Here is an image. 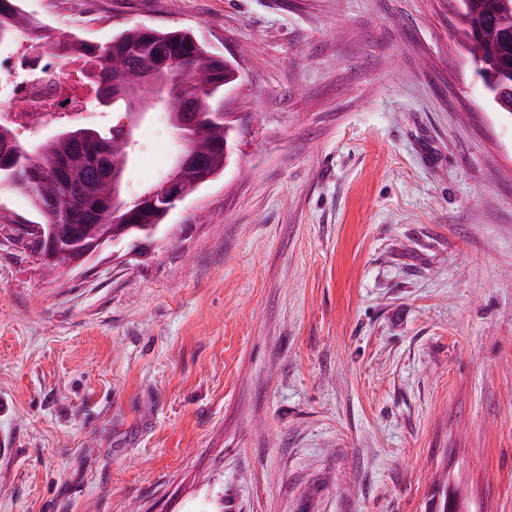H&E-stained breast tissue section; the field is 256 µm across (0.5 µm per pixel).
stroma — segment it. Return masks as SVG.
Segmentation results:
<instances>
[{
  "label": "stroma",
  "instance_id": "1",
  "mask_svg": "<svg viewBox=\"0 0 512 512\" xmlns=\"http://www.w3.org/2000/svg\"><path fill=\"white\" fill-rule=\"evenodd\" d=\"M234 63L222 175L59 281L0 241V512H512V116L451 0H24ZM164 114L129 194L162 179Z\"/></svg>",
  "mask_w": 512,
  "mask_h": 512
}]
</instances>
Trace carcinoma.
Listing matches in <instances>:
<instances>
[{
    "instance_id": "obj_1",
    "label": "carcinoma",
    "mask_w": 512,
    "mask_h": 512,
    "mask_svg": "<svg viewBox=\"0 0 512 512\" xmlns=\"http://www.w3.org/2000/svg\"><path fill=\"white\" fill-rule=\"evenodd\" d=\"M480 23L472 54L480 53L503 67L512 66V10L497 0H463ZM21 36L31 44L58 51L69 60L84 57L98 97L116 112L127 108L131 83L139 71L151 67L158 74L153 93L168 100L171 126L185 124L180 103H196L201 124L191 145L202 146L224 138V106L216 105L224 91V60L215 59L188 28L154 30L128 27L105 42L89 41L75 33L57 31L50 23L27 13L19 0H0V45ZM83 130L86 135L29 143L23 135L0 128V190L26 197L39 214L50 215L67 240L82 234L86 225L99 233L113 228L112 189L104 172L124 171L133 159L131 139L124 126L95 129L62 125L57 132Z\"/></svg>"
}]
</instances>
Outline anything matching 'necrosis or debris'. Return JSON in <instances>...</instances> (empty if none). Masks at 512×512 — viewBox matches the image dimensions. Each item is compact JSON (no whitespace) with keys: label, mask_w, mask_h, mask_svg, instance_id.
<instances>
[{"label":"necrosis or debris","mask_w":512,"mask_h":512,"mask_svg":"<svg viewBox=\"0 0 512 512\" xmlns=\"http://www.w3.org/2000/svg\"><path fill=\"white\" fill-rule=\"evenodd\" d=\"M84 62L63 67L51 51L31 53L17 39L10 52L0 53V78L11 84L0 94V127L33 128L84 121L86 98L93 86Z\"/></svg>","instance_id":"4bbe7bcc"}]
</instances>
